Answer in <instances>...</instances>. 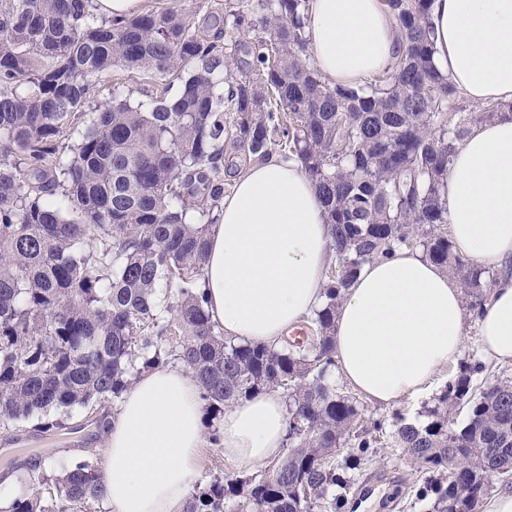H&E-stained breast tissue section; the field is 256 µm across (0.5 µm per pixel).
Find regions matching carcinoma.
Masks as SVG:
<instances>
[{"label":"carcinoma","mask_w":512,"mask_h":512,"mask_svg":"<svg viewBox=\"0 0 512 512\" xmlns=\"http://www.w3.org/2000/svg\"><path fill=\"white\" fill-rule=\"evenodd\" d=\"M404 36L394 68L358 89L307 63V0H173L98 18L93 0H0V429L66 425L75 408L121 398L145 368L179 362L200 383L210 441L224 408L260 392L288 403L287 452L244 476L195 485L186 512H344L348 471L384 424L336 381L342 289L400 246L460 281L477 321L498 273L448 237V169L472 125L512 103L467 107L433 63L432 0H385ZM244 52L238 77L231 66ZM115 68L180 81L173 99L116 96L80 139H57ZM288 115L283 122L282 115ZM257 159L297 158L318 187L339 270L307 320L309 342L224 339L202 288L218 223L224 137ZM393 438L433 512H474L512 478V378L462 364L421 419ZM342 448L349 449L344 455ZM30 492L4 512H86L106 498L88 454L59 475L31 458Z\"/></svg>","instance_id":"1"}]
</instances>
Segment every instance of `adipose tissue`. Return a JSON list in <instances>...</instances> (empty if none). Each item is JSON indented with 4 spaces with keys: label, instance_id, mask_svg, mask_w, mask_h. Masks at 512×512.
Here are the masks:
<instances>
[{
    "label": "adipose tissue",
    "instance_id": "ef3b65f1",
    "mask_svg": "<svg viewBox=\"0 0 512 512\" xmlns=\"http://www.w3.org/2000/svg\"><path fill=\"white\" fill-rule=\"evenodd\" d=\"M436 68L474 103L512 102V0H432ZM307 53L332 85L355 87L398 60L384 0H308ZM456 251L497 270L481 347L512 360V114L474 126L448 171ZM336 260L316 185L292 155L255 162L225 198L204 267L207 308L229 340L271 345L324 302ZM465 311L451 276L415 248L362 267L344 288L333 348L337 375L375 405L430 390L462 354ZM202 389L184 369L143 374L102 424L109 512H184L205 444ZM286 400L261 393L225 409L220 446L235 471L284 446Z\"/></svg>",
    "mask_w": 512,
    "mask_h": 512
}]
</instances>
